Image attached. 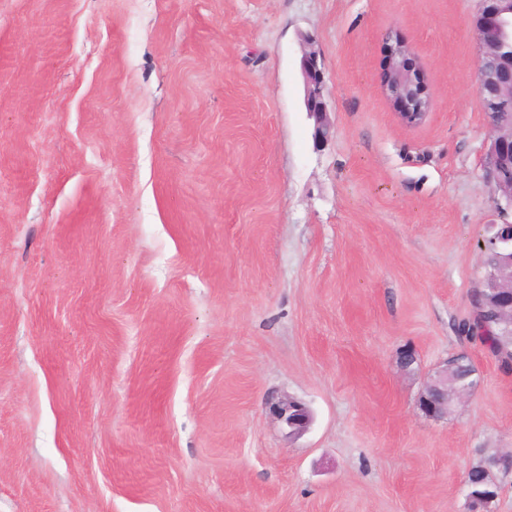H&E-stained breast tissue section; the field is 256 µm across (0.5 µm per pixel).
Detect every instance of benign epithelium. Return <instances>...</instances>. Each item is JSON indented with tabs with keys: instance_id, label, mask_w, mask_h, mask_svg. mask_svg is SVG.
Returning <instances> with one entry per match:
<instances>
[{
	"instance_id": "benign-epithelium-1",
	"label": "benign epithelium",
	"mask_w": 512,
	"mask_h": 512,
	"mask_svg": "<svg viewBox=\"0 0 512 512\" xmlns=\"http://www.w3.org/2000/svg\"><path fill=\"white\" fill-rule=\"evenodd\" d=\"M471 29L479 47L475 93L488 131L485 176L498 195L499 210L503 213L512 211V0H478ZM301 71L306 112L315 123L314 139L323 142L330 138L333 124L325 102V76L315 52L302 55ZM380 90L401 123L417 126L425 121L431 99L416 69L414 53L406 41L390 35L386 36ZM486 288L499 295V326L503 333L512 335V256L478 282L471 300L482 297ZM455 366L454 362L447 364L427 381L422 395L426 401L422 411L426 415L435 419L450 417L456 403L477 386L476 369L456 371ZM274 413L292 432L303 427L306 421L304 408L293 401L275 406ZM489 474L490 470H485L480 495H468L471 502L498 497L499 487Z\"/></svg>"
}]
</instances>
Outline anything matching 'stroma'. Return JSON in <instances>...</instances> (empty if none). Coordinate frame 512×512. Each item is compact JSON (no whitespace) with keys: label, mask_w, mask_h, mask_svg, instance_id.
I'll list each match as a JSON object with an SVG mask.
<instances>
[{"label":"stroma","mask_w":512,"mask_h":512,"mask_svg":"<svg viewBox=\"0 0 512 512\" xmlns=\"http://www.w3.org/2000/svg\"><path fill=\"white\" fill-rule=\"evenodd\" d=\"M476 5L0 0V512H469L467 471L512 455V365L458 329L504 220ZM461 352L479 383L431 418ZM385 62L380 80L383 97L392 105L401 123L422 124L431 109V99L416 69L414 53L409 44L386 36ZM301 71L305 83L306 112L315 123L314 139L317 142L327 141L331 136L333 124L325 102V76L315 51L302 55ZM456 362L448 363L432 375L425 385V393L421 399L427 406L422 411L435 419H448L455 409L457 402L468 396L477 386L475 367L470 370H454ZM429 395H434V399ZM277 418L290 429V432L303 427L306 421V412L303 407L293 401L283 402L274 407Z\"/></svg>","instance_id":"obj_1"}]
</instances>
